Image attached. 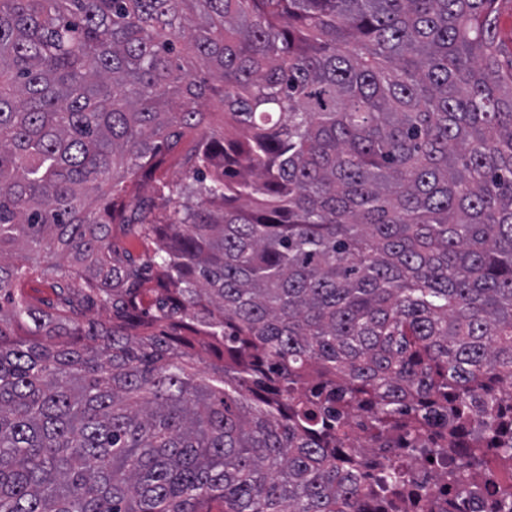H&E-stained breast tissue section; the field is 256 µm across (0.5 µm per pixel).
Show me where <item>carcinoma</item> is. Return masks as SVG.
<instances>
[{"mask_svg":"<svg viewBox=\"0 0 512 512\" xmlns=\"http://www.w3.org/2000/svg\"><path fill=\"white\" fill-rule=\"evenodd\" d=\"M511 1L0 0V512H353L352 412L512 461ZM193 146L190 137H184L176 148L164 152L165 164L160 169L158 175L166 181H180L184 178L182 168V158Z\"/></svg>","mask_w":512,"mask_h":512,"instance_id":"carcinoma-1","label":"carcinoma"}]
</instances>
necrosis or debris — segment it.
Listing matches in <instances>:
<instances>
[{
    "instance_id": "necrosis-or-debris-1",
    "label": "necrosis or debris",
    "mask_w": 512,
    "mask_h": 512,
    "mask_svg": "<svg viewBox=\"0 0 512 512\" xmlns=\"http://www.w3.org/2000/svg\"><path fill=\"white\" fill-rule=\"evenodd\" d=\"M439 418H432L430 433L418 442L395 435L377 445L365 442L359 417H352L354 445L342 449L343 464L359 474L367 490L357 503V512H422L417 496H427L438 506V512H504L501 504L489 495L484 481H477L466 500H458L448 488L446 472L449 464H465L469 458V438H462L451 458L431 455L430 435L443 429ZM397 464L406 472L402 486L392 488L383 477L388 465Z\"/></svg>"
}]
</instances>
